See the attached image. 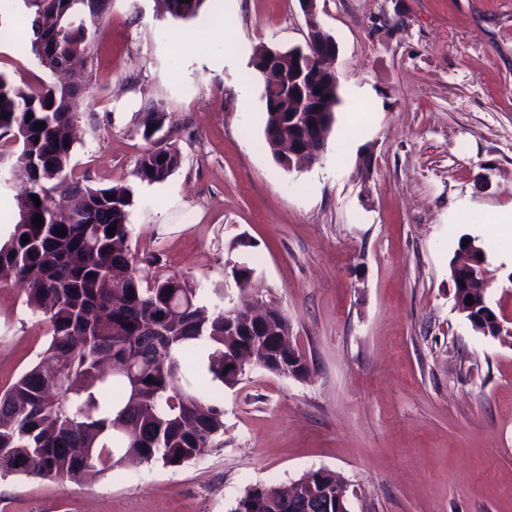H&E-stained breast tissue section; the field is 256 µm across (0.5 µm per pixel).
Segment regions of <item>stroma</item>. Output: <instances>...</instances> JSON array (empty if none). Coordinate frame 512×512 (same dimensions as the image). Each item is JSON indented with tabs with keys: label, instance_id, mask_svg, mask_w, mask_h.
I'll list each match as a JSON object with an SVG mask.
<instances>
[{
	"label": "stroma",
	"instance_id": "stroma-1",
	"mask_svg": "<svg viewBox=\"0 0 512 512\" xmlns=\"http://www.w3.org/2000/svg\"><path fill=\"white\" fill-rule=\"evenodd\" d=\"M336 39L341 102L323 153L286 171L265 141L260 44H304L299 0H207L176 19L160 0H112L82 73L70 165L132 189L129 246L150 281L179 274L209 310L244 292L288 317L306 378L257 367L225 388L224 445L178 468L133 462L79 481L0 477V512H228L250 487L330 470L349 512H512V333L475 332L450 261L479 239L486 299L512 330V0H318ZM24 0H0V72L49 74ZM223 16L216 25L214 16ZM160 112L151 140L142 113ZM178 149L164 182L133 172ZM472 219L462 224L461 211ZM21 286L0 287V391L48 338Z\"/></svg>",
	"mask_w": 512,
	"mask_h": 512
}]
</instances>
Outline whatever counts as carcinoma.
Wrapping results in <instances>:
<instances>
[{
  "instance_id": "obj_1",
  "label": "carcinoma",
  "mask_w": 512,
  "mask_h": 512,
  "mask_svg": "<svg viewBox=\"0 0 512 512\" xmlns=\"http://www.w3.org/2000/svg\"><path fill=\"white\" fill-rule=\"evenodd\" d=\"M205 2L164 0L179 19L196 16ZM111 3L25 0L30 51L43 69L55 74L93 57L94 28ZM84 90L81 80L30 87L0 72V132L19 144L16 151H0V173L19 172L26 179L19 219L0 243V275L23 286L27 305L42 313L49 336L40 361L0 392L1 475L77 480L91 471L108 473L130 458L173 468L198 458L223 445L224 433V408L203 390L234 386L244 371L233 360L250 350L249 337L240 334L248 315L233 308L208 312L197 303V289L178 274L142 284L129 247L132 190L91 186L70 167ZM275 98L288 105V86L263 83L266 143L286 169L278 145L294 130L288 113L271 111ZM327 98L329 111L314 115L315 128L325 134L341 103L334 89ZM41 121L43 128L34 127ZM162 124V114L145 113L143 138L151 139ZM180 164L175 149H148L134 176L160 183ZM58 193L85 201L86 220L58 219ZM37 214L43 216L40 229ZM112 225L116 231L110 233ZM24 236L30 238L25 244ZM275 352L272 342L246 365L286 377L288 359ZM298 482L321 498L326 489L336 492L340 477L320 469ZM295 488L251 487L229 512L247 504L251 512H274Z\"/></svg>"
}]
</instances>
